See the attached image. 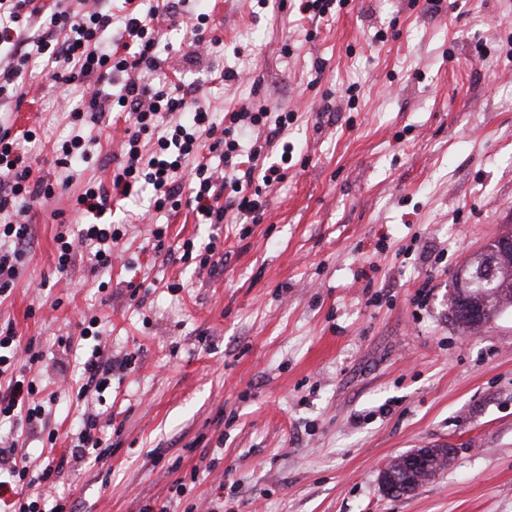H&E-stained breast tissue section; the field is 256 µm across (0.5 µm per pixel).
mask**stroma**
I'll use <instances>...</instances> for the list:
<instances>
[{
	"instance_id": "stroma-1",
	"label": "stroma",
	"mask_w": 512,
	"mask_h": 512,
	"mask_svg": "<svg viewBox=\"0 0 512 512\" xmlns=\"http://www.w3.org/2000/svg\"><path fill=\"white\" fill-rule=\"evenodd\" d=\"M194 10L211 48L161 23L145 80L202 82L221 127L244 106L293 113L260 221L233 212L215 229L187 206L124 200L102 218L128 227L110 280L85 258L59 277L56 237L78 234L86 182L111 184L126 123L102 118L66 184L53 149L82 84L32 67L23 102L0 99L12 131L36 132L33 176L55 188L24 216L29 245L0 293V325L34 339L31 374L57 395V441L28 438L30 461L76 435L92 342L60 340L95 314L111 354L136 359L89 396L112 415L107 454L54 478L75 512H512V307L472 332L448 308L457 273L512 230V0H347L315 24L296 0ZM159 225L171 247L214 243L216 269L154 254ZM442 446V474L382 489L395 458Z\"/></svg>"
}]
</instances>
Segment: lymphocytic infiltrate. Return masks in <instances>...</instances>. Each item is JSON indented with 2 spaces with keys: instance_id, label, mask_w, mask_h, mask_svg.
Instances as JSON below:
<instances>
[{
  "instance_id": "obj_1",
  "label": "lymphocytic infiltrate",
  "mask_w": 512,
  "mask_h": 512,
  "mask_svg": "<svg viewBox=\"0 0 512 512\" xmlns=\"http://www.w3.org/2000/svg\"><path fill=\"white\" fill-rule=\"evenodd\" d=\"M154 19V13L137 11L114 18L105 0H77L76 6L58 5L50 11L34 5L33 0H0V46L10 47L9 60L0 67V98L14 96L26 68L37 61L51 65V78L57 84L86 83L91 96L71 111L73 133L56 149L55 164L63 169L70 168L74 158L87 157L85 131L98 124L104 111L128 113L123 160L111 185L87 184L76 199L86 212L105 213L113 199L128 198L147 187L153 191L155 211L178 210L184 192L178 172L191 159L195 162L193 201L208 223H223L233 209L257 213L260 202L242 196L241 191L256 181L269 187L282 180L278 166L262 167L258 160L266 148L284 139L292 114L282 112L273 117L263 107L244 109L230 113V128L221 129L182 84L167 82L156 87L140 83L135 71L150 72L158 64ZM116 22L121 25L117 33L112 30ZM116 72L127 74V81L118 93L103 92L102 84L110 82ZM234 126L243 131L265 129V139L249 153H242L239 141L230 134ZM146 135L154 138L147 155L141 150ZM214 152L223 158L225 172L212 166L210 155ZM54 193L53 185L33 178L16 138L10 129L0 126V239L7 243L0 248L1 289H8L16 279L29 237L28 225L14 220L13 208L51 198ZM122 236V229L112 224L84 225L75 239L59 234L57 271L67 273L84 245L90 248L93 270L110 268L112 247ZM98 324L94 316L80 330L81 337L94 339L83 362L87 382L77 391L81 399L88 392L109 388L113 376L132 363L131 357L113 358L101 347ZM40 359L32 347L22 346L13 325L0 328V422L9 421L33 435L46 429L51 416L44 404L33 400L38 387L29 373ZM101 418L95 409H85L77 444L35 474L25 465L16 441L1 440L0 512H68L66 498L52 497L49 480L68 459L84 458L89 448L100 449Z\"/></svg>"
}]
</instances>
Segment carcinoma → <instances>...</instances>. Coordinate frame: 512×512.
<instances>
[{
  "label": "carcinoma",
  "instance_id": "obj_1",
  "mask_svg": "<svg viewBox=\"0 0 512 512\" xmlns=\"http://www.w3.org/2000/svg\"><path fill=\"white\" fill-rule=\"evenodd\" d=\"M487 253L496 256L497 277L501 290L494 293L486 286L478 266L479 261L473 260L458 277L451 299V315L453 320L464 329L473 328L474 321L489 322L500 310V301H512V232H508L488 246ZM451 462V450L448 448H431L421 465H413L403 461L390 464L393 478L389 490L398 494L411 493L423 482L446 469Z\"/></svg>",
  "mask_w": 512,
  "mask_h": 512
}]
</instances>
